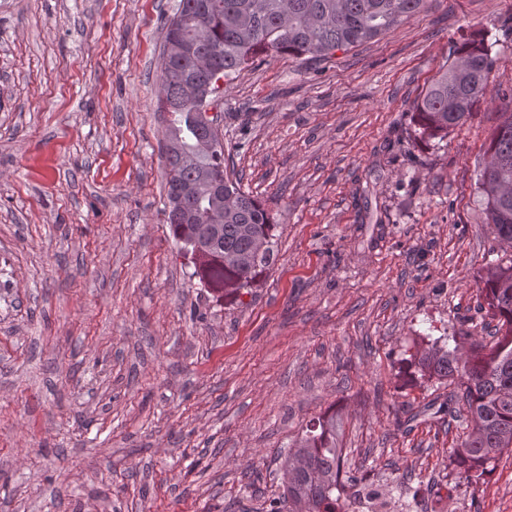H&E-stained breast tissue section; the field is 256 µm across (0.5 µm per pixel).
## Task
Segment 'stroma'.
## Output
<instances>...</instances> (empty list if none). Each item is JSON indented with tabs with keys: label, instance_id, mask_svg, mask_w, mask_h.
<instances>
[{
	"label": "stroma",
	"instance_id": "stroma-1",
	"mask_svg": "<svg viewBox=\"0 0 512 512\" xmlns=\"http://www.w3.org/2000/svg\"><path fill=\"white\" fill-rule=\"evenodd\" d=\"M178 0H0V512H266L275 457L336 417L345 470L443 512H512V452L475 488L427 341L494 322L476 173L512 89V0H428L328 61L259 56L210 110L274 224L259 283L194 276L163 212L162 24ZM481 34L486 98L447 138L413 105Z\"/></svg>",
	"mask_w": 512,
	"mask_h": 512
}]
</instances>
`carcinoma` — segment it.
<instances>
[{"mask_svg": "<svg viewBox=\"0 0 512 512\" xmlns=\"http://www.w3.org/2000/svg\"><path fill=\"white\" fill-rule=\"evenodd\" d=\"M426 0H179L164 23L160 111L165 128L167 223L181 249L200 241L206 253L195 274L207 287L239 295L274 262L273 224L265 204L242 191L230 167L219 129L201 147L198 113L211 100L188 94L213 71L228 80L261 54L329 60L338 50L374 39L421 13ZM494 60L483 42L456 45L413 106L416 135L445 138L464 124L488 93ZM224 182L220 192L216 184ZM477 190L487 223L512 245V101L500 113L486 160L477 172ZM186 187L190 217L175 213L173 196ZM212 214L223 216L218 231L206 227ZM479 307L497 320L490 338L463 336L467 349H448L437 338L410 361L421 377L457 385L471 417L452 456L464 467L467 485L498 455L512 451V261L491 264L481 277ZM284 495L269 512H352L336 487L343 459L336 448V416L323 415L307 426L278 459ZM348 480L356 477L349 475Z\"/></svg>", "mask_w": 512, "mask_h": 512, "instance_id": "cac0c4a2", "label": "carcinoma"}]
</instances>
